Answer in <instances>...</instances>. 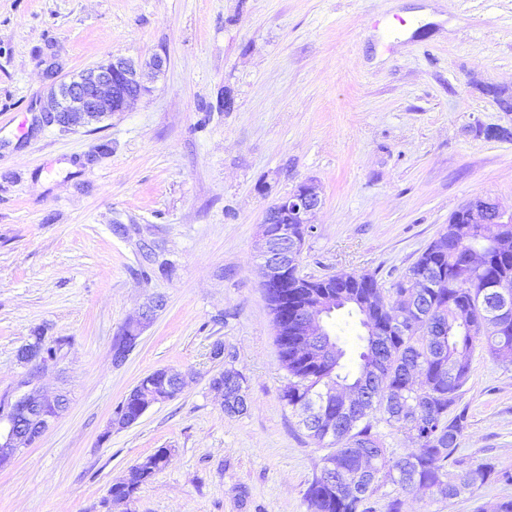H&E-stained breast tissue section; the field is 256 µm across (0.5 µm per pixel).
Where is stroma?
I'll use <instances>...</instances> for the list:
<instances>
[{
    "label": "stroma",
    "mask_w": 512,
    "mask_h": 512,
    "mask_svg": "<svg viewBox=\"0 0 512 512\" xmlns=\"http://www.w3.org/2000/svg\"><path fill=\"white\" fill-rule=\"evenodd\" d=\"M161 55L130 111L43 124L48 68ZM512 0H0V399L33 329L65 339L35 384L60 418L0 469V512H308L327 445L279 398L286 381L253 245L265 209L301 182L323 205L302 272L401 278L477 196L512 212ZM156 311L121 365L117 333ZM224 356L213 359L215 343ZM245 379L229 416L211 385ZM173 399L110 429L147 374ZM462 455L512 467V364L483 355L460 401ZM133 498L112 483L156 449ZM512 485L407 498L405 512H492Z\"/></svg>",
    "instance_id": "35a3bbf8"
}]
</instances>
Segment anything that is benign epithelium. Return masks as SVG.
Wrapping results in <instances>:
<instances>
[{
    "instance_id": "obj_1",
    "label": "benign epithelium",
    "mask_w": 512,
    "mask_h": 512,
    "mask_svg": "<svg viewBox=\"0 0 512 512\" xmlns=\"http://www.w3.org/2000/svg\"><path fill=\"white\" fill-rule=\"evenodd\" d=\"M165 60L155 55L145 64L130 58L114 57L93 68L86 69L68 81L51 80L49 100L42 108L43 122L62 129L88 127L118 113L126 112L147 91L143 83V68L154 74L163 70ZM322 204L321 191L312 181L302 182L289 193L276 199L265 211L260 232L254 244V255L260 261L263 273V288L268 289L288 279V272L299 276V262L303 246L312 232V214ZM465 219L471 224H503L512 221V214L505 215L498 203L490 197L480 198V203L466 207ZM269 224L281 225L276 235L266 232ZM301 224V236L288 234V225ZM335 309L334 300L328 295L302 305L297 322L300 335L310 345L317 346L316 353L330 357L331 344L325 337L331 335L327 317ZM151 319V311L128 323L125 327L127 339L112 346L115 364H122L137 345L141 330ZM57 358L48 359L36 348L27 351L24 363L32 365L36 373ZM173 388L150 392L151 403L166 401L182 389L181 374L173 370L166 372ZM324 401L339 399L347 408L355 406L361 399L359 392L333 385L321 395ZM65 408V399H53L31 390L15 400L0 401V468L9 465L20 451L42 435L58 419Z\"/></svg>"
}]
</instances>
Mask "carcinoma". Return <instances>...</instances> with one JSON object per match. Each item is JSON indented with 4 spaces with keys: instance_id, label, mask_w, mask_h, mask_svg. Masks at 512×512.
<instances>
[{
    "instance_id": "cac0c4a2",
    "label": "carcinoma",
    "mask_w": 512,
    "mask_h": 512,
    "mask_svg": "<svg viewBox=\"0 0 512 512\" xmlns=\"http://www.w3.org/2000/svg\"><path fill=\"white\" fill-rule=\"evenodd\" d=\"M470 251L488 256L482 268L463 265ZM434 275L435 287L427 297L410 299L423 305V316L405 331L389 326L397 308L389 300L404 291L405 280ZM512 286V223L460 224L452 215L448 224L423 250L401 279L385 288L367 273H340L303 282L317 293L324 288L336 292V310L357 317L364 334L354 371L342 372L345 350L336 346L330 364L305 359L292 345L299 337L287 331L280 303L267 295L273 322L278 328V355L287 372L288 386L281 389L284 405L306 415L311 396L335 381L362 392L357 409L333 410L324 417L302 419L309 435L333 448L321 459L319 473L304 492L310 512H375L373 497L384 487L392 491L385 512H403L404 497L424 489L437 500L475 494L488 483L512 485V468L487 459L475 462L458 454L467 427L465 409L459 408L476 355L512 363V326L494 322L497 296L487 284ZM66 344L63 338L45 343L37 328L29 345L57 355ZM418 368L417 380L408 379L405 368ZM243 381L224 380V412L246 413L239 392ZM146 393L134 388L115 410L131 416L144 409ZM414 443L402 455L388 452L386 434L380 425ZM336 457V469L327 468ZM166 449L149 460L130 466L112 484V502L129 501L137 490L160 471Z\"/></svg>"
}]
</instances>
